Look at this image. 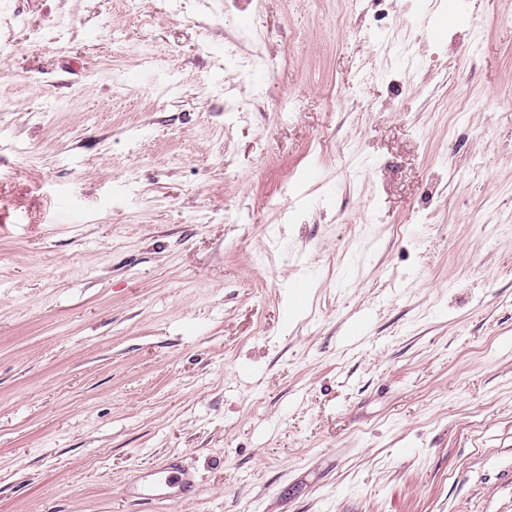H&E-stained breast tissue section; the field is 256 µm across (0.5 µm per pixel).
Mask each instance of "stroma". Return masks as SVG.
<instances>
[{"label":"stroma","instance_id":"35a3bbf8","mask_svg":"<svg viewBox=\"0 0 512 512\" xmlns=\"http://www.w3.org/2000/svg\"><path fill=\"white\" fill-rule=\"evenodd\" d=\"M0 512H512V0H0ZM194 484L189 470L172 458L140 469L126 485V491L137 500L156 503L181 498Z\"/></svg>","mask_w":512,"mask_h":512}]
</instances>
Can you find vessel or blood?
Listing matches in <instances>:
<instances>
[{"label": "vessel or blood", "instance_id": "obj_1", "mask_svg": "<svg viewBox=\"0 0 512 512\" xmlns=\"http://www.w3.org/2000/svg\"><path fill=\"white\" fill-rule=\"evenodd\" d=\"M194 484L189 470L172 458L140 469L127 484L126 490L137 500L156 503L183 497Z\"/></svg>", "mask_w": 512, "mask_h": 512}]
</instances>
